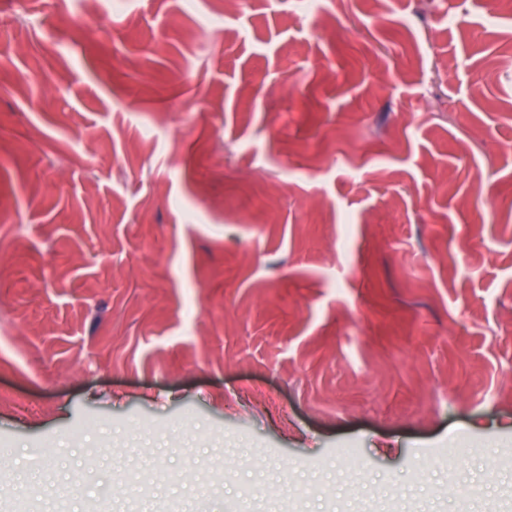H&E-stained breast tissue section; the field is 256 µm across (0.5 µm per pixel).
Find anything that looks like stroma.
<instances>
[{
  "instance_id": "35a3bbf8",
  "label": "stroma",
  "mask_w": 512,
  "mask_h": 512,
  "mask_svg": "<svg viewBox=\"0 0 512 512\" xmlns=\"http://www.w3.org/2000/svg\"><path fill=\"white\" fill-rule=\"evenodd\" d=\"M220 2L0 0V500L512 512V16Z\"/></svg>"
}]
</instances>
